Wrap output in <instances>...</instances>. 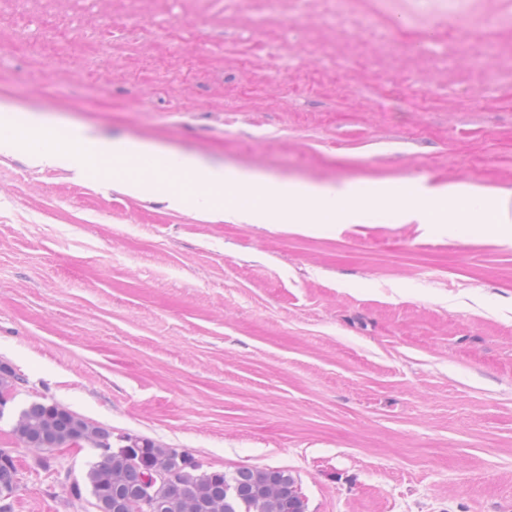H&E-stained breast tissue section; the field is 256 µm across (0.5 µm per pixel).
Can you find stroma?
Masks as SVG:
<instances>
[{
  "instance_id": "obj_1",
  "label": "stroma",
  "mask_w": 512,
  "mask_h": 512,
  "mask_svg": "<svg viewBox=\"0 0 512 512\" xmlns=\"http://www.w3.org/2000/svg\"><path fill=\"white\" fill-rule=\"evenodd\" d=\"M466 2L0 0V121L512 196V0H481V29ZM0 366L13 512H95L71 487L98 449L13 439L35 400L115 447L289 470L306 512H512V243L477 225L214 223L0 153Z\"/></svg>"
}]
</instances>
